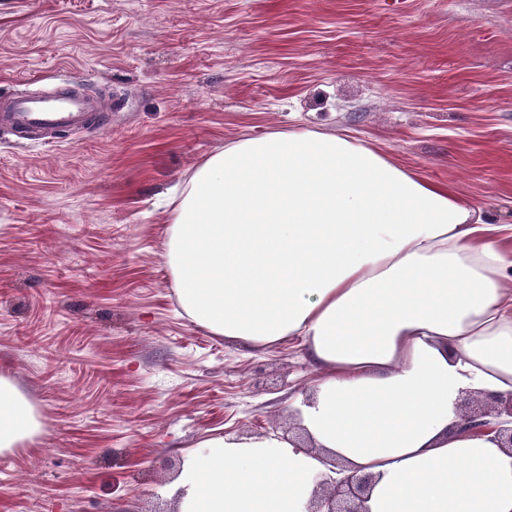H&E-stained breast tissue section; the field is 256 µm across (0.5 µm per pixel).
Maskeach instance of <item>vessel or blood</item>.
<instances>
[{
	"label": "vessel or blood",
	"mask_w": 512,
	"mask_h": 512,
	"mask_svg": "<svg viewBox=\"0 0 512 512\" xmlns=\"http://www.w3.org/2000/svg\"><path fill=\"white\" fill-rule=\"evenodd\" d=\"M0 122L24 138L34 130L69 131L92 123L103 127L108 111L76 84L65 83L46 96L18 88L0 95Z\"/></svg>",
	"instance_id": "vessel-or-blood-1"
}]
</instances>
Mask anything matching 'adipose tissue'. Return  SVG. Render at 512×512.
Instances as JSON below:
<instances>
[{
	"label": "adipose tissue",
	"mask_w": 512,
	"mask_h": 512,
	"mask_svg": "<svg viewBox=\"0 0 512 512\" xmlns=\"http://www.w3.org/2000/svg\"><path fill=\"white\" fill-rule=\"evenodd\" d=\"M498 225L345 134L241 138L192 174L167 264L197 326L317 371L291 406L316 451L214 436L184 460L180 512H306L325 455L375 484L368 512H512V455L459 429L467 391L512 394V261ZM35 406L0 375V454Z\"/></svg>",
	"instance_id": "ef3b65f1"
}]
</instances>
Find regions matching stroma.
Returning a JSON list of instances; mask_svg holds the SVG:
<instances>
[{
	"label": "stroma",
	"instance_id": "obj_1",
	"mask_svg": "<svg viewBox=\"0 0 512 512\" xmlns=\"http://www.w3.org/2000/svg\"><path fill=\"white\" fill-rule=\"evenodd\" d=\"M76 81L108 129L0 128V373L41 431L0 512H175L212 435L294 436L317 373L180 309L170 199L225 144L345 132L512 225V0H0V92Z\"/></svg>",
	"mask_w": 512,
	"mask_h": 512
}]
</instances>
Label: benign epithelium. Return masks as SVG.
Returning a JSON list of instances; mask_svg holds the SVG:
<instances>
[{"label": "benign epithelium", "mask_w": 512, "mask_h": 512, "mask_svg": "<svg viewBox=\"0 0 512 512\" xmlns=\"http://www.w3.org/2000/svg\"><path fill=\"white\" fill-rule=\"evenodd\" d=\"M456 413L463 429L490 433L497 446L512 454V396H483L467 393L456 403ZM373 478L370 475H347L328 483L316 481L307 512H368Z\"/></svg>", "instance_id": "benign-epithelium-1"}]
</instances>
